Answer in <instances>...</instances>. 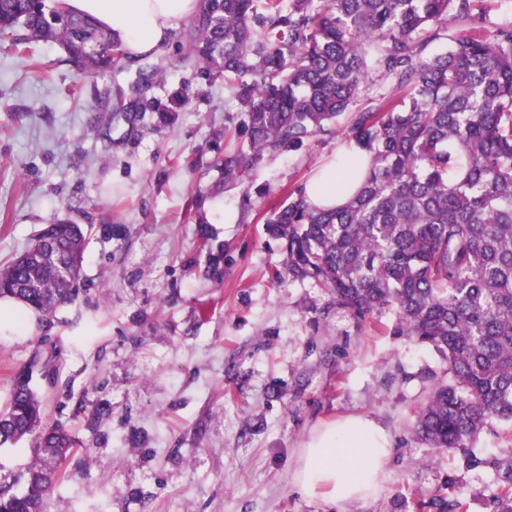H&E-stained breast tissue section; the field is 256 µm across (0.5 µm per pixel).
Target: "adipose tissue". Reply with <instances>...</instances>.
Segmentation results:
<instances>
[{
  "instance_id": "obj_1",
  "label": "adipose tissue",
  "mask_w": 512,
  "mask_h": 512,
  "mask_svg": "<svg viewBox=\"0 0 512 512\" xmlns=\"http://www.w3.org/2000/svg\"><path fill=\"white\" fill-rule=\"evenodd\" d=\"M73 12L95 16L125 43L130 58L164 51L174 30L190 19L199 0H63ZM351 177L328 169L306 187L309 202L338 206L350 196ZM389 432L374 419L349 416L316 428L299 455L297 490L342 506L374 496L392 459Z\"/></svg>"
}]
</instances>
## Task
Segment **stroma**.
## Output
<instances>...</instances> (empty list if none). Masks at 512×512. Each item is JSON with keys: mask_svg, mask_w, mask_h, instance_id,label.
<instances>
[{"mask_svg": "<svg viewBox=\"0 0 512 512\" xmlns=\"http://www.w3.org/2000/svg\"><path fill=\"white\" fill-rule=\"evenodd\" d=\"M178 44L141 95L133 63L93 81L42 44L41 80L35 61L0 53V266L52 219L92 227L75 302L28 334L0 331V407L32 367L47 424L79 442L51 512H416L443 487L461 512H487L494 471L414 433L442 357L394 335L391 316L356 320L292 280L266 231L289 191L347 149L341 124L225 183L214 161L233 90L180 62ZM115 88L142 112L92 132L88 102ZM178 88L188 103L175 119L152 111ZM48 358L53 385L33 367ZM356 414L385 427L393 457L380 493L341 511L299 493L293 474L313 428Z\"/></svg>", "mask_w": 512, "mask_h": 512, "instance_id": "1", "label": "stroma"}]
</instances>
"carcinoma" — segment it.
<instances>
[{"label":"carcinoma","instance_id":"carcinoma-1","mask_svg":"<svg viewBox=\"0 0 512 512\" xmlns=\"http://www.w3.org/2000/svg\"><path fill=\"white\" fill-rule=\"evenodd\" d=\"M479 0H200L180 34L181 61L237 88L247 139L216 159L235 182L266 156L297 149L352 112L346 138L363 156L364 181L326 209L296 190L267 221L283 241L288 276L328 289L364 320L394 319V333L438 352L436 382L414 431L469 467L496 472L489 512H512V455L485 458L480 435H512V19L492 21ZM445 51L427 53L436 41ZM90 78L127 57L122 41L61 0H0V47L25 56L40 44ZM112 46V55L101 48ZM164 69L145 62L148 91ZM365 108L352 111L361 94ZM184 91L158 112H180ZM91 226L54 219L25 262L0 268V297L43 318L75 301ZM33 461L0 476V512H49L50 492L77 441L46 428L43 401L13 381L0 409V447L23 439ZM425 506L460 512L445 493Z\"/></svg>","mask_w":512,"mask_h":512}]
</instances>
